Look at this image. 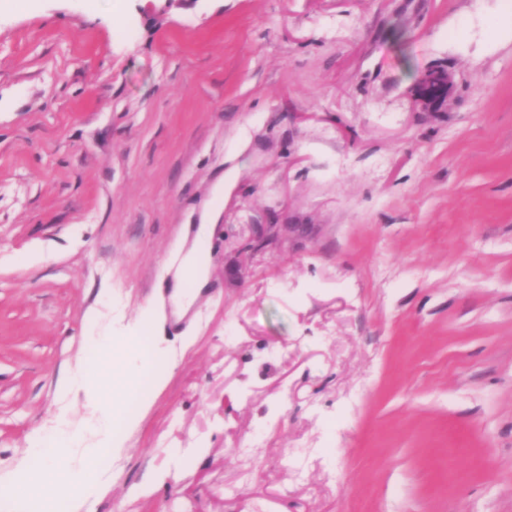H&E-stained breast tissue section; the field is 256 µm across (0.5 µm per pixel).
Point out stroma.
<instances>
[{
	"label": "stroma",
	"mask_w": 512,
	"mask_h": 512,
	"mask_svg": "<svg viewBox=\"0 0 512 512\" xmlns=\"http://www.w3.org/2000/svg\"><path fill=\"white\" fill-rule=\"evenodd\" d=\"M25 2L0 9V481L59 411L96 443L58 392L92 329L168 371L95 512H512V0ZM214 207L178 321L167 270ZM452 85V77L447 70H428L415 85L416 100L425 108L439 106L448 98Z\"/></svg>",
	"instance_id": "obj_1"
}]
</instances>
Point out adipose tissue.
<instances>
[{
  "mask_svg": "<svg viewBox=\"0 0 512 512\" xmlns=\"http://www.w3.org/2000/svg\"><path fill=\"white\" fill-rule=\"evenodd\" d=\"M212 230V225H199L193 240L181 244L179 262L169 268L172 314L176 318H183L189 312L208 284L206 252Z\"/></svg>",
  "mask_w": 512,
  "mask_h": 512,
  "instance_id": "ef3b65f1",
  "label": "adipose tissue"
}]
</instances>
